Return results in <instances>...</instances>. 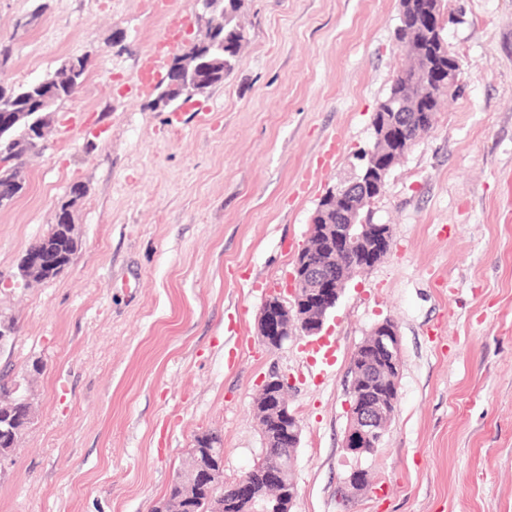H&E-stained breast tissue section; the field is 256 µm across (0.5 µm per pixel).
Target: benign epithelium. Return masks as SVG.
Listing matches in <instances>:
<instances>
[{"label": "benign epithelium", "instance_id": "benign-epithelium-1", "mask_svg": "<svg viewBox=\"0 0 512 512\" xmlns=\"http://www.w3.org/2000/svg\"><path fill=\"white\" fill-rule=\"evenodd\" d=\"M439 9L426 6L424 24L417 31L418 43L405 42L402 47L418 61L413 79H422L429 88L451 93L461 71L459 59L452 55L443 37L442 0H428ZM171 78L156 97L159 104L168 105L181 97H194L213 86V75L207 73L204 62L197 58L172 59ZM425 94L411 92L404 99L386 102L373 114V141L364 150L354 175L336 186L321 200L311 219L310 250L301 251L295 258L289 275L292 300L268 296L261 308L258 332L261 341L275 348L292 336L312 337L322 331L327 315L335 309L340 296L350 281L354 267L336 264L341 255L360 257L357 268L364 270L381 261L391 250L392 233L388 224H371L364 217L365 210L385 188L386 178L394 165L407 153L409 141L402 114L413 112L419 124L428 125L433 113L427 111ZM79 245L72 213H57L56 223L49 236L40 240L38 247L29 249L18 266L20 278L28 283L53 277L68 266ZM373 339L367 355L361 358L349 403L350 426L344 448L356 460L376 451L377 442L386 432L397 403L400 374V339L397 326L390 320L377 324L370 333ZM288 379L278 373L266 377L260 396L267 408L265 415L276 420V430L262 427L265 446L278 448L279 457L260 461L262 484L280 488L284 499L293 503L296 484L286 479V464H294L295 449L301 437L300 420L286 400ZM25 412L18 417L9 405L0 408V437L10 442V449L0 453V466L11 464L19 450L28 425L33 419V403L25 397ZM215 441L208 433L198 435L189 448L192 466L184 486L181 506L166 502L154 504L156 512H196V502L205 503L202 512H235L248 506L251 512H279L280 503L258 496L249 476L240 478L232 487V495L222 488V457L211 448ZM368 483L366 470L353 468L344 481L343 494L363 490ZM210 488L207 498H199L201 487Z\"/></svg>", "mask_w": 512, "mask_h": 512}]
</instances>
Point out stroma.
Segmentation results:
<instances>
[{"label": "stroma", "instance_id": "35a3bbf8", "mask_svg": "<svg viewBox=\"0 0 512 512\" xmlns=\"http://www.w3.org/2000/svg\"><path fill=\"white\" fill-rule=\"evenodd\" d=\"M194 3L0 0V84L88 59L0 209V317L17 328L0 370L27 373L36 406L0 476V512H150L206 431L235 483L264 455L254 400L274 372L302 424L292 512H512V0H444L458 84L370 206L392 248L328 316V367L306 338L263 345L258 317L270 292L289 297L311 215L352 176L407 63L399 0H244L247 40L198 96L204 124L126 92L169 10L187 21L167 57L201 38ZM68 201L71 263L18 284ZM386 319L400 336L398 400L358 460L344 448L349 368ZM358 465L367 488L341 496Z\"/></svg>", "mask_w": 512, "mask_h": 512}]
</instances>
